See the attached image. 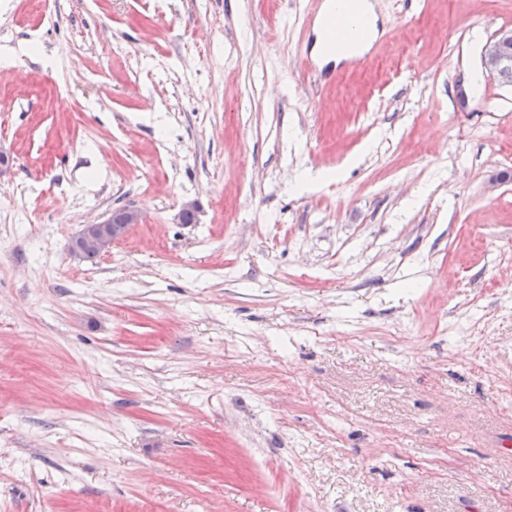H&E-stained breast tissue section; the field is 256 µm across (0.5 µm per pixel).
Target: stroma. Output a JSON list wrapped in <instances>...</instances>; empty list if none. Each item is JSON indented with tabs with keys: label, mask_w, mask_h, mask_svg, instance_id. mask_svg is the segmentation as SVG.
<instances>
[{
	"label": "stroma",
	"mask_w": 512,
	"mask_h": 512,
	"mask_svg": "<svg viewBox=\"0 0 512 512\" xmlns=\"http://www.w3.org/2000/svg\"><path fill=\"white\" fill-rule=\"evenodd\" d=\"M49 2L0 9V512H512V0H372L331 84L302 0ZM334 7L336 8V11L340 12H345L351 8H356L358 11L364 14H368L370 25L366 24L364 27L357 28L353 34L355 47L358 49H363L376 33V24L374 17L371 15V6L369 4L350 5L342 2H336ZM512 30L500 32L484 48L483 60L493 78L512 87ZM140 222L141 215L137 209L131 206L114 209L107 219L99 223L83 225L80 233L72 239L71 253L82 257L86 251H92L87 253L84 259L93 261L99 257V254L108 253L112 244L125 235L131 224Z\"/></svg>",
	"instance_id": "1"
}]
</instances>
